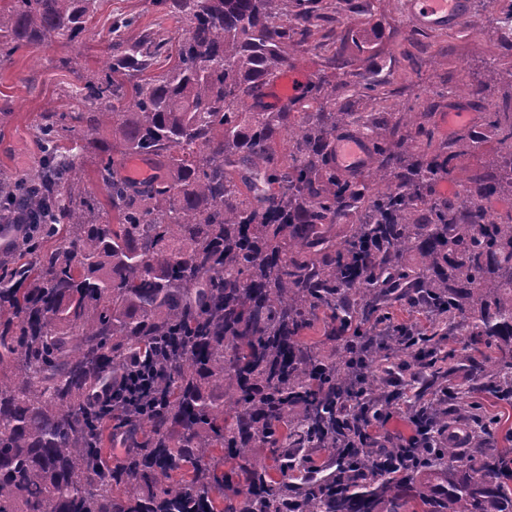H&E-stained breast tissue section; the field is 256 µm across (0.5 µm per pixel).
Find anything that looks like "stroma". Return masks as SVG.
I'll list each match as a JSON object with an SVG mask.
<instances>
[{"mask_svg": "<svg viewBox=\"0 0 512 512\" xmlns=\"http://www.w3.org/2000/svg\"><path fill=\"white\" fill-rule=\"evenodd\" d=\"M314 7L321 14L349 16L345 29L359 44L346 50V67L340 71L328 63L330 49L321 26H314L307 43L289 48L288 71L305 76L296 95L298 111L313 109L310 86L332 82L337 108L370 120L381 116L392 123L404 112L426 113L416 140L420 152L431 156L466 130L449 121V111L471 112L470 128L477 130L485 112L512 101V89L500 79L512 69V52L501 47L492 24L498 0H481L457 24L428 29L411 18L407 0H316ZM127 13L137 15L139 29L172 39L181 35L176 20L151 0H97L82 45L24 47L0 61V109L10 112L0 127V177L33 171L42 154L36 121L46 110H70L73 91L97 71L112 42L113 20ZM370 70L378 71L381 82L376 92L367 94L359 87V76Z\"/></svg>", "mask_w": 512, "mask_h": 512, "instance_id": "stroma-1", "label": "stroma"}]
</instances>
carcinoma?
I'll list each match as a JSON object with an SVG mask.
<instances>
[{
  "label": "carcinoma",
  "mask_w": 512,
  "mask_h": 512,
  "mask_svg": "<svg viewBox=\"0 0 512 512\" xmlns=\"http://www.w3.org/2000/svg\"><path fill=\"white\" fill-rule=\"evenodd\" d=\"M175 42L135 18L112 25L77 108L36 125L35 170L0 179V512H512V450L420 448L448 423L439 343L468 311L472 379L512 405V153L469 178L468 204L430 185L483 142L426 159L405 128L330 106L263 108L311 35L313 10L281 0H152ZM0 56L88 31L96 0H7ZM512 145V103L485 115ZM112 128V142L94 136ZM358 126L377 163L336 170V131ZM76 147L97 159L108 210L80 188ZM151 163L133 178L115 156ZM29 201L16 233V198ZM362 219L338 240L336 223ZM394 270L395 291L377 286ZM405 301L424 326H392ZM324 315V352L302 333ZM412 396L413 434L367 447L377 412ZM124 441L122 457L106 445ZM271 449L276 473L250 457ZM327 452L318 465L313 452Z\"/></svg>",
  "instance_id": "cac0c4a2"
}]
</instances>
